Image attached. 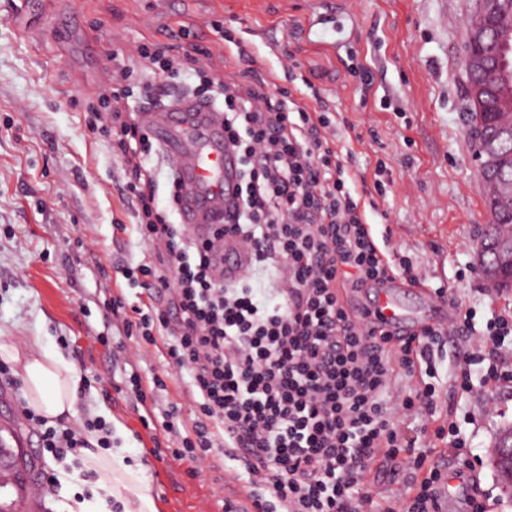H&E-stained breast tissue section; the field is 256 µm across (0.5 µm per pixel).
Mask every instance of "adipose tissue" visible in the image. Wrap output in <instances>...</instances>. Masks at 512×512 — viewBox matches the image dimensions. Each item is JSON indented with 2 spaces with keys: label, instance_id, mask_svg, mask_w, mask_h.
Masks as SVG:
<instances>
[{
  "label": "adipose tissue",
  "instance_id": "1",
  "mask_svg": "<svg viewBox=\"0 0 512 512\" xmlns=\"http://www.w3.org/2000/svg\"><path fill=\"white\" fill-rule=\"evenodd\" d=\"M0 358L21 364L29 406L46 418L75 413L80 374L61 354L49 350L20 355L10 343H0ZM84 466L101 476L92 498L72 500L66 512H109V496L122 497L124 512H158L151 487L142 470L127 464L123 454L103 458L87 453Z\"/></svg>",
  "mask_w": 512,
  "mask_h": 512
}]
</instances>
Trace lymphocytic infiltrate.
Masks as SVG:
<instances>
[{
  "mask_svg": "<svg viewBox=\"0 0 512 512\" xmlns=\"http://www.w3.org/2000/svg\"><path fill=\"white\" fill-rule=\"evenodd\" d=\"M128 76L116 71L101 99L114 103L110 132L129 171L137 231L156 258L121 270L148 294L134 318L123 319V332L150 345L169 336V364L187 372L199 406L185 432L177 409L164 412L162 427L179 445L153 448L155 459L199 465L218 449L241 463L246 499L225 500L224 512H364L375 494L367 479L375 465L425 472L396 498L395 512H438L442 489L472 463L428 462L402 420L435 407V387L413 376H433L434 351L447 336L428 328L402 342L359 308L357 295L368 284L418 279L411 261L372 232L327 107L287 91L269 94L258 76L212 79L210 100L224 106V140L242 171L237 203L202 239L170 220L176 187L168 189L167 207L159 205L141 151L148 135L120 106ZM224 239L251 248L250 271L234 283L212 272L213 246ZM400 373L411 385L397 388ZM22 414L54 458L111 446L105 420L78 432L28 408ZM91 432L96 440H88Z\"/></svg>",
  "mask_w": 512,
  "mask_h": 512,
  "instance_id": "1",
  "label": "lymphocytic infiltrate"
}]
</instances>
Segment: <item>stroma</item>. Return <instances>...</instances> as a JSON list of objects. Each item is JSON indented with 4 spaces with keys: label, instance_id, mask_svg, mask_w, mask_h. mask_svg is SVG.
I'll return each mask as SVG.
<instances>
[{
    "label": "stroma",
    "instance_id": "1",
    "mask_svg": "<svg viewBox=\"0 0 512 512\" xmlns=\"http://www.w3.org/2000/svg\"><path fill=\"white\" fill-rule=\"evenodd\" d=\"M473 10L474 0H0V340L27 354L31 337H39L88 377L67 426L79 430L94 417L110 422L113 447L141 466L158 512H220L218 485L212 472L157 461L150 450L165 440L163 428H144L135 402L110 393L124 375V364L112 360L117 347L143 377L169 369L168 336L135 346L102 305L108 293L129 308L145 302L144 290L119 269L155 253L136 230L125 160L101 130L112 107L99 93L114 60L134 70L126 104L132 114L164 109L173 93L198 92L199 78L153 74L136 53L148 42L181 46L185 26L209 49L222 80H242L254 69L302 102L325 101L337 122L355 126L339 145L360 194L372 192L377 162L387 165L386 193L376 203L387 215L391 247L410 259L422 287L446 288L458 312L473 314L479 332L512 317V290L488 288L477 261L488 216L467 135L463 61ZM350 60L372 82L368 97ZM147 83L163 93L146 99ZM481 343L478 334L447 342L435 357L436 414L408 417L404 427L433 459L448 446L437 428L453 423L471 434L478 500L486 512H512V493L487 457L490 443L512 426V382L466 392L452 373L457 353ZM187 382L174 376L148 405L158 415L178 405L192 424L198 408ZM20 467L54 477L53 487L36 502L20 499L12 482L0 488V503L63 512L66 490L57 478L77 471L74 459L35 448Z\"/></svg>",
    "mask_w": 512,
    "mask_h": 512
}]
</instances>
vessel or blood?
<instances>
[{
    "instance_id": "vessel-or-blood-1",
    "label": "vessel or blood",
    "mask_w": 512,
    "mask_h": 512,
    "mask_svg": "<svg viewBox=\"0 0 512 512\" xmlns=\"http://www.w3.org/2000/svg\"><path fill=\"white\" fill-rule=\"evenodd\" d=\"M138 123L164 148L181 185L179 206L182 224L196 235L206 234L210 225L222 223L235 200L239 160L224 145V124L219 112L207 103L181 97L161 112H141ZM251 250L240 241L224 243V262L219 274L225 281L242 278L250 265ZM363 300L382 313L394 336L407 338L433 327L453 331L457 314L452 300L437 299L430 291H420L425 313H412L402 302L395 283L362 289ZM31 435L14 420L0 415V446L30 448Z\"/></svg>"
}]
</instances>
